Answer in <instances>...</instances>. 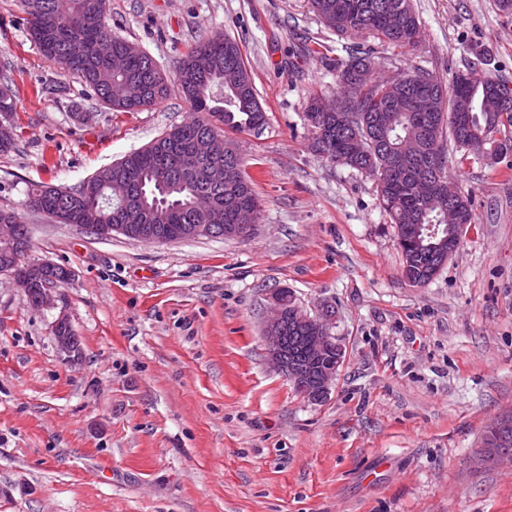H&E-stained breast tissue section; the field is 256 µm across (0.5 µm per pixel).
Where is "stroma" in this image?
Returning a JSON list of instances; mask_svg holds the SVG:
<instances>
[{"mask_svg": "<svg viewBox=\"0 0 512 512\" xmlns=\"http://www.w3.org/2000/svg\"><path fill=\"white\" fill-rule=\"evenodd\" d=\"M410 50L325 29L310 0H108L112 31L165 70L215 33L239 46L268 124L234 134L261 200L246 241L101 237L26 208L30 185L74 188L188 121L172 90L117 112L30 39L0 0V76L17 148L0 154V209L29 259L70 278L48 308L0 276V512H512V462L472 464L512 412V166L451 152L474 227L422 286L402 275L374 181L312 148L310 95L369 51L382 75L443 81L469 67L512 82V12L495 0H413ZM334 313L344 352L318 403L267 361L269 296ZM83 342L64 364L52 327Z\"/></svg>", "mask_w": 512, "mask_h": 512, "instance_id": "obj_1", "label": "stroma"}]
</instances>
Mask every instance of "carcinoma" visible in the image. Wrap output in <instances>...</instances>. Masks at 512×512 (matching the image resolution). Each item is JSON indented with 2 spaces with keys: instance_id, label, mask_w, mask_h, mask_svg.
<instances>
[{
  "instance_id": "carcinoma-1",
  "label": "carcinoma",
  "mask_w": 512,
  "mask_h": 512,
  "mask_svg": "<svg viewBox=\"0 0 512 512\" xmlns=\"http://www.w3.org/2000/svg\"><path fill=\"white\" fill-rule=\"evenodd\" d=\"M108 0H23L27 14L28 33L32 40L50 43L45 56L57 63L63 72L82 79L94 95L121 112H136L161 103L168 95L171 82H176L190 110L196 116L172 128L150 145L121 159L117 164L97 171L75 189L33 185L27 191L26 206L53 218L62 212L67 224H127L124 209L129 201L145 210L159 213L160 226L199 224L190 208L198 191L209 193L221 201L216 224H238L235 205L238 200L253 211V222L259 223L261 205L252 183L244 174L245 162L236 145L224 138V128L239 133H255L267 124L266 112L259 101L254 82L243 62L236 42L214 34L200 41L169 73L161 69L146 52L112 33L107 15ZM320 22L338 34L371 33L401 49H409L423 38V27L412 0H311ZM112 40V54L125 58V69L112 71L109 62L95 50L96 44ZM234 69L242 75L235 87L223 85L224 70ZM338 83L348 89L352 105L348 117L329 129L327 140L335 155L345 157L355 134H360L363 150L355 162L345 166L369 177H377L381 167L396 159L404 149L406 134L415 115L414 102L424 98L430 102L426 112L429 135L414 146L404 167L376 183L379 203L395 225L396 239L404 237L403 225L424 224L436 230L413 246L397 243L403 257L404 278L426 277L421 268L431 245L447 233L445 213L432 204L434 171L444 179L446 196L472 207V197L458 183L448 178L447 141L461 152V160L473 152L467 138L484 133L487 110L483 97L486 90H499L509 95L503 111L495 119V132L500 138L492 141L497 159L512 155V86L505 79L491 75L479 76L472 69L465 75L477 82L465 87L457 84L458 75L450 83L430 72L417 76L408 73L392 86H385L367 53H349L336 61ZM466 96L473 115L470 129L459 132L450 120L457 99ZM16 102L8 88L0 90V152L16 148L10 117ZM224 139V157L216 163L219 175L209 166L187 159L185 151L200 136ZM0 224L19 225L16 250L29 244V230L19 213L0 210ZM68 271L52 265L40 271L38 281L25 289L34 301L37 287L43 283H62ZM306 333L289 329L285 337L288 359L302 365L307 358ZM500 443V454L512 461V427L490 429L483 443Z\"/></svg>"
}]
</instances>
